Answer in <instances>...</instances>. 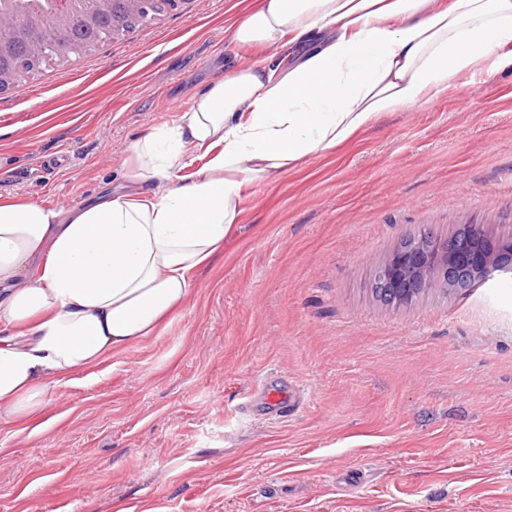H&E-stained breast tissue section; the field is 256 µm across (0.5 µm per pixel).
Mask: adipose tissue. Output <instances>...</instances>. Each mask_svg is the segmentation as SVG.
Segmentation results:
<instances>
[{
	"mask_svg": "<svg viewBox=\"0 0 512 512\" xmlns=\"http://www.w3.org/2000/svg\"><path fill=\"white\" fill-rule=\"evenodd\" d=\"M228 32L294 60L233 70L134 141L138 186L68 209L0 202V422L30 420L69 375L152 336L240 222L245 186L512 69V0H258Z\"/></svg>",
	"mask_w": 512,
	"mask_h": 512,
	"instance_id": "obj_1",
	"label": "adipose tissue"
}]
</instances>
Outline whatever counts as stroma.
<instances>
[{"instance_id":"obj_1","label":"stroma","mask_w":512,"mask_h":512,"mask_svg":"<svg viewBox=\"0 0 512 512\" xmlns=\"http://www.w3.org/2000/svg\"><path fill=\"white\" fill-rule=\"evenodd\" d=\"M251 0L176 11L0 93V198L74 207L129 147L265 50ZM242 222L155 336L0 423V512H512V272L372 292L405 239H512V70L479 74L246 186ZM298 395L280 409L262 391Z\"/></svg>"}]
</instances>
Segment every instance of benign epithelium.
Wrapping results in <instances>:
<instances>
[{
    "label": "benign epithelium",
    "instance_id": "benign-epithelium-1",
    "mask_svg": "<svg viewBox=\"0 0 512 512\" xmlns=\"http://www.w3.org/2000/svg\"><path fill=\"white\" fill-rule=\"evenodd\" d=\"M183 0H88L81 15L83 23L93 27L102 15H112V37L129 33L127 23L136 19L151 22L175 10ZM54 38L33 48L31 54L13 67H0V92L14 89L37 71L42 62L90 49L62 36L74 19V0H50ZM43 16L31 12L23 18L0 8V60L13 54L14 41L25 38L41 26ZM486 239L478 224H469L461 232L441 242L421 233L403 248L395 251L378 268L375 281L382 291L393 295L399 305L412 303L414 292L426 285L432 268H439L445 285L451 291L485 284L493 272L512 264V241L496 247L482 243Z\"/></svg>",
    "mask_w": 512,
    "mask_h": 512
}]
</instances>
